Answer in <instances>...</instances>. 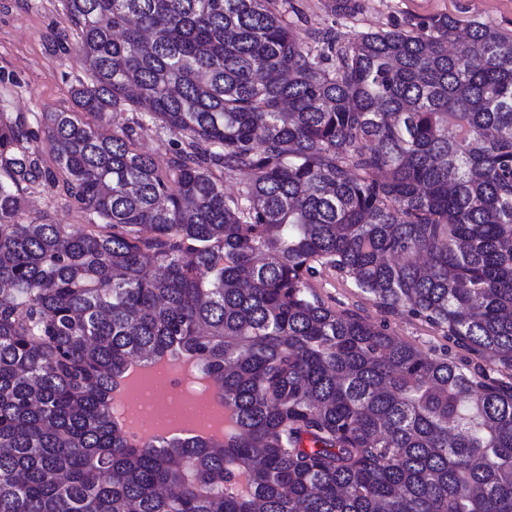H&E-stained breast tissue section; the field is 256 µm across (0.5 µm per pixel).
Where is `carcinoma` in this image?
<instances>
[{
  "instance_id": "1",
  "label": "carcinoma",
  "mask_w": 512,
  "mask_h": 512,
  "mask_svg": "<svg viewBox=\"0 0 512 512\" xmlns=\"http://www.w3.org/2000/svg\"><path fill=\"white\" fill-rule=\"evenodd\" d=\"M64 8L92 80L42 114L63 180L0 115V512H512V383L308 282L333 268L512 369V40L439 14L338 47L288 0ZM60 182L89 223H22ZM175 346L233 430L131 446L115 377ZM174 135L169 133L156 134L154 131H146L142 135L141 146L144 151L159 160L170 156Z\"/></svg>"
}]
</instances>
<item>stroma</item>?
Returning <instances> with one entry per match:
<instances>
[{
	"label": "stroma",
	"instance_id": "stroma-1",
	"mask_svg": "<svg viewBox=\"0 0 512 512\" xmlns=\"http://www.w3.org/2000/svg\"><path fill=\"white\" fill-rule=\"evenodd\" d=\"M300 14V31H328L345 44L359 32L389 29L408 20L448 13L461 24L478 20L512 37V0H361L363 9L351 17L330 12L326 0H292ZM79 35L69 22L62 0H0V113L23 114L31 130L42 133L46 112H72L73 90L90 76L79 56ZM21 221L83 224L86 214L60 190H27ZM309 283L332 307L351 310L382 324L388 333L425 354H443L466 373L486 372L508 380L512 372L488 362L437 329L405 314L376 307L350 277L317 267Z\"/></svg>",
	"mask_w": 512,
	"mask_h": 512
}]
</instances>
